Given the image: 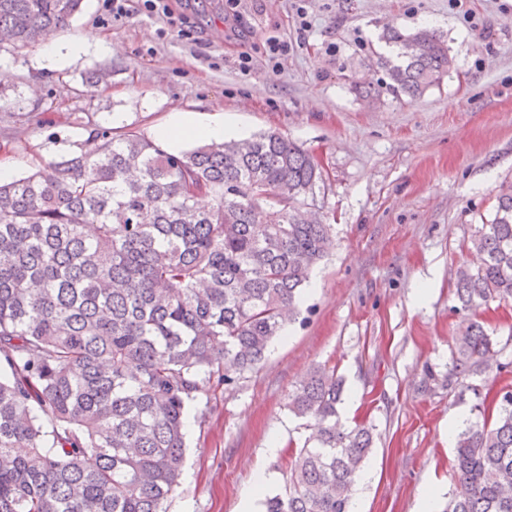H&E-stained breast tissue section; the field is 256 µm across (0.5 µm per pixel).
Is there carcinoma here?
I'll use <instances>...</instances> for the list:
<instances>
[{"label":"carcinoma","instance_id":"obj_1","mask_svg":"<svg viewBox=\"0 0 512 512\" xmlns=\"http://www.w3.org/2000/svg\"><path fill=\"white\" fill-rule=\"evenodd\" d=\"M81 5L0 0V47L47 38ZM384 39L386 80L352 84L364 98L414 100L454 69L436 29ZM319 179L314 158L276 132L172 154L91 125L72 150L0 182V512H167L188 404L259 367L333 247L329 225L303 220ZM471 249L482 263L457 270L460 309L512 299L511 184ZM493 355L469 321L448 385L486 375ZM342 396L326 367L292 393L289 410L314 431L266 512H350L374 440L339 422ZM454 467L444 512H512L511 389L494 421L457 434Z\"/></svg>","mask_w":512,"mask_h":512}]
</instances>
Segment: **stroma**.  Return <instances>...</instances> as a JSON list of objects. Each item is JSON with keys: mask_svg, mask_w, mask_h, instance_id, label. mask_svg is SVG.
<instances>
[{"mask_svg": "<svg viewBox=\"0 0 512 512\" xmlns=\"http://www.w3.org/2000/svg\"><path fill=\"white\" fill-rule=\"evenodd\" d=\"M170 6L173 17H188L186 33L137 11L115 22L103 0H83L56 39L92 29L112 53L88 50L38 84L39 44L0 49V74L21 100L0 109V162L15 175L84 139L85 122L153 139L187 111L223 115L242 137L279 132L321 167L311 210L331 226L335 247L310 272L299 315L258 369L189 404L169 512H239L248 497L265 512L310 434L288 399L321 366L344 380L340 421L374 429L353 512H416L428 491L441 510L457 478L450 419L495 417L500 392L512 388V300L454 309L456 271L475 261L470 239L492 219L500 185L512 182V0H305L303 33L293 0H241L234 30L224 0ZM390 26L439 29L455 59L450 76L412 102L350 87L353 76L385 80L372 55L389 54L381 34ZM273 37L290 45L276 64ZM244 51L247 74L238 66ZM102 67L112 70L109 83L83 89L82 74ZM472 318L495 340L500 369L475 388L451 386V347ZM257 470L269 478L258 495Z\"/></svg>", "mask_w": 512, "mask_h": 512, "instance_id": "stroma-1", "label": "stroma"}]
</instances>
